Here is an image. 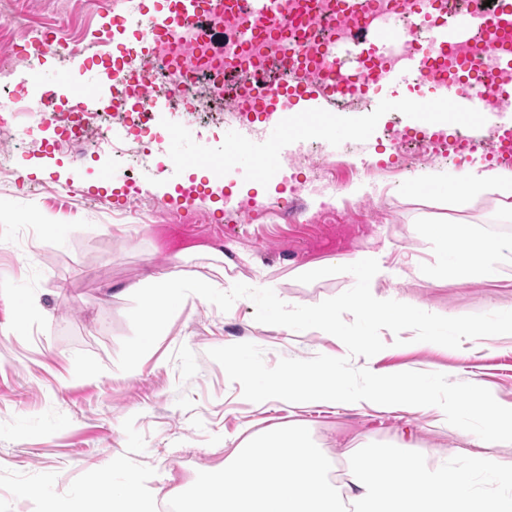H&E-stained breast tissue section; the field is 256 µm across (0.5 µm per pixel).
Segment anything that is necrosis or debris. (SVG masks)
Listing matches in <instances>:
<instances>
[{
    "instance_id": "4bbe7bcc",
    "label": "necrosis or debris",
    "mask_w": 512,
    "mask_h": 512,
    "mask_svg": "<svg viewBox=\"0 0 512 512\" xmlns=\"http://www.w3.org/2000/svg\"><path fill=\"white\" fill-rule=\"evenodd\" d=\"M416 0H275L274 9L261 19L265 33L247 40L237 32L248 22L245 0H226L224 7L207 12L208 27L230 31L224 48H216L204 32L171 29L168 36L154 43L147 65L139 67V92L131 100V109L139 122H147L146 106L159 84L175 82L182 103L194 120L206 118V106L216 110V120L227 124L242 122L246 117L241 89L252 76L266 72L271 61L288 62L290 69L281 79L263 85L268 106L291 111L296 105L289 87L327 86L340 80L342 109L367 110L372 104L375 80L391 69L400 68L415 51L418 42ZM441 6L460 5L474 19L476 33L445 46L433 48L425 57L418 77L410 87L418 96L442 97L445 92L476 100L483 108L512 110V69L494 68L485 63L488 46H496L512 55V42L504 37L502 25L493 23V10L485 0H438ZM391 29L395 36L363 54L351 67L342 68L341 58L353 35L359 31ZM13 41L0 38V151L5 147L29 142L46 126H61L63 148L72 165H81L89 149L108 151L113 156L135 162L150 159V152L136 141H114L107 133L106 121L119 106L104 100L93 112L70 104L66 111H56L53 103L43 102L28 121L16 118L20 107L13 91L2 84V76L14 69ZM98 127L96 143H89L85 131ZM388 137L403 160L404 168L429 162L457 164L462 157L493 156L492 150L502 139H512V129H495L487 134L470 136L449 130L439 121L415 143H408L399 126L388 129ZM320 128H308L302 144L279 164L278 176L287 179L299 167L322 172L332 180L335 161L328 155Z\"/></svg>"
}]
</instances>
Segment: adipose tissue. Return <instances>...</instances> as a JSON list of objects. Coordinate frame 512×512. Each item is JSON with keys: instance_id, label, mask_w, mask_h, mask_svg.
Listing matches in <instances>:
<instances>
[{"instance_id": "adipose-tissue-1", "label": "adipose tissue", "mask_w": 512, "mask_h": 512, "mask_svg": "<svg viewBox=\"0 0 512 512\" xmlns=\"http://www.w3.org/2000/svg\"><path fill=\"white\" fill-rule=\"evenodd\" d=\"M482 188L497 192L502 209L512 212V171L468 170L455 192L466 195ZM429 235L449 258L451 276L459 279L491 281L498 277L501 265L512 262L511 236L480 238L466 224H435ZM93 477L95 496L103 503V512H156V474L137 459L113 458L108 466H96Z\"/></svg>"}]
</instances>
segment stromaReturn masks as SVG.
<instances>
[{
	"label": "stroma",
	"instance_id": "obj_1",
	"mask_svg": "<svg viewBox=\"0 0 512 512\" xmlns=\"http://www.w3.org/2000/svg\"><path fill=\"white\" fill-rule=\"evenodd\" d=\"M67 36L90 41L107 17L93 0H72ZM97 46L83 57L59 62L42 56L52 72L80 64L99 69ZM389 111L348 110L338 120L353 128L368 153H352L329 195H302L307 220L289 222L271 203L277 180L237 173L224 197L211 193L212 177L196 161L183 165L180 182L196 185L193 197L178 196L161 174L144 173L137 185L168 199L179 212L194 211V224H152L147 216L125 217L130 190L123 160L87 154L73 167L54 132L22 145L15 173L0 177V512H18L28 484L67 496L86 484L85 469L115 455H132L150 469L173 471L190 481L224 463L229 442L301 422L333 458L359 444H400L409 450L460 449L456 432L431 410L363 401L334 406L253 403L229 380L209 349L250 342L267 366L280 359L343 357L344 344L309 329L285 334L255 321L250 299L221 311L187 297L154 347L130 372L120 371L121 343L132 334L131 296L148 275L196 277L217 289L255 281L274 285L280 299L315 305L350 289L348 273L309 284L297 281L301 267L330 257L372 252L379 263L376 296H410L457 316L512 311V264L494 282L457 283L428 233L432 224H469L487 237H512V213L495 193L448 196L443 181L452 166L416 165L403 171L385 139ZM380 160L363 171L364 158ZM67 193H60V186ZM247 199V218L232 209ZM336 214L387 213L385 224H319L324 209ZM384 349L352 364L379 375L442 373L450 381L487 388L499 403H512V335L487 347L452 349L414 341L404 344L382 332Z\"/></svg>",
	"mask_w": 512,
	"mask_h": 512
}]
</instances>
